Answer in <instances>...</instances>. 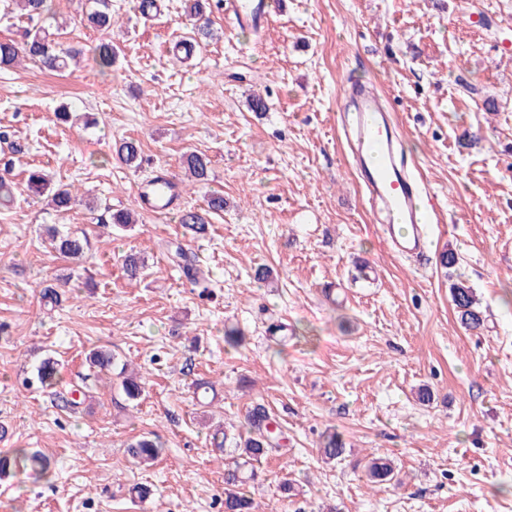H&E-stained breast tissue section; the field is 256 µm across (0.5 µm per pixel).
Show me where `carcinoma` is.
Listing matches in <instances>:
<instances>
[{
	"label": "carcinoma",
	"instance_id": "cac0c4a2",
	"mask_svg": "<svg viewBox=\"0 0 512 512\" xmlns=\"http://www.w3.org/2000/svg\"><path fill=\"white\" fill-rule=\"evenodd\" d=\"M88 10L86 19L93 27L105 32H112L114 19L112 17V0H86ZM207 0H186L185 14L190 19L204 21L198 28L197 35H210L209 22L206 17ZM19 11L31 27L24 31L23 40H0V68L12 67L23 59L38 63L42 68L52 72H64L70 68L71 61L81 54V50L61 47L53 33L49 32L42 22L52 14V0H4L3 9ZM99 69L103 72L112 69L115 62V51L112 41L103 39L90 50ZM116 155L127 166L138 168L143 162L141 147L138 141L127 139L116 147ZM187 177L194 183H206L210 174V160L203 154L191 153L186 157L185 167ZM27 190L41 194L50 192L51 201L56 212L61 215L72 210L78 202V196L66 186H51L47 175L41 171H33L27 180ZM22 193L18 192L12 180L8 167L0 170V201L10 204L18 200ZM206 209H183L180 211L179 223L187 229L202 233L206 229L209 213L224 211V195L211 193L206 199ZM101 223L110 224L120 230H126L135 223V218L129 211H116L102 215ZM48 237L54 243L55 250L66 258L77 260L85 256L88 242L85 239L64 234L56 227L47 229ZM124 274L130 280L140 278L145 272V262L135 254H128L122 259ZM451 299L457 318L468 331L484 328L485 317L479 308L474 289L463 280H457L450 285ZM88 367L92 371L117 370L119 386L129 400L140 397L143 387L141 378L133 373H126L125 368L119 367L118 357L109 349H96L86 357ZM56 362L47 358L37 367L33 380L41 388H51L56 380ZM280 431L273 426L271 418L261 407L252 409L248 416V429L236 436L229 434L224 428H219L212 435L214 450L222 453L231 450V461L224 467V512H255L254 499L247 494L245 486L257 478L254 462L268 455L273 450L280 449ZM319 448L321 454L334 460L343 452L341 436L334 431H325L320 435ZM129 455L139 463H148L162 455V444L146 436L132 442L128 446ZM53 462L50 457L38 452H29L24 448L14 449L10 456H0V475H5L12 469L31 470L47 475L51 473ZM367 481L383 485L396 480L393 464L379 457L370 458L365 464Z\"/></svg>",
	"mask_w": 512,
	"mask_h": 512
}]
</instances>
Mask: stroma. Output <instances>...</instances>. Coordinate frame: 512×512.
<instances>
[{"mask_svg": "<svg viewBox=\"0 0 512 512\" xmlns=\"http://www.w3.org/2000/svg\"><path fill=\"white\" fill-rule=\"evenodd\" d=\"M53 5L61 43L101 39L81 0ZM112 12L111 72L85 53L61 73L29 60L0 69V126L23 147L0 144L14 182L40 166L137 219L114 232L82 205L59 215L46 194L0 210V454L54 461L48 477L6 475L0 512H224V458L207 433L258 405L286 441L249 487L258 512H512V0H274L259 31L231 27L217 6L212 40L182 62L184 0L148 20L134 0ZM354 78L388 105L441 212L425 259L388 249L346 162L337 106ZM255 94L267 112L251 111ZM63 105L72 121L56 118ZM127 137L142 167L117 159ZM192 152L211 161L207 183L185 178ZM158 175L180 184L166 214L136 197ZM214 191L223 213L191 236L180 209ZM50 225L87 239L82 261L50 248ZM177 244L203 285L171 263ZM446 249L481 301L482 332L457 320ZM132 250L147 265L137 282L121 268ZM260 268L268 281H255ZM228 325L244 347L225 344ZM100 347L139 372L140 399L89 371ZM48 357L53 391L25 386ZM329 426L345 446L330 462L317 449ZM142 436L164 447L149 467L126 452ZM372 456L392 460L403 486L370 488Z\"/></svg>", "mask_w": 512, "mask_h": 512, "instance_id": "1", "label": "stroma"}]
</instances>
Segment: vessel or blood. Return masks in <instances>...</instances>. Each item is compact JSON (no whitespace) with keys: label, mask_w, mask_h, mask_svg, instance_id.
Wrapping results in <instances>:
<instances>
[{"label":"vessel or blood","mask_w":512,"mask_h":512,"mask_svg":"<svg viewBox=\"0 0 512 512\" xmlns=\"http://www.w3.org/2000/svg\"><path fill=\"white\" fill-rule=\"evenodd\" d=\"M269 7L268 0H225L224 15L234 26L258 29ZM340 112L365 199L384 214L387 242L401 255H424L437 212L398 150L388 109L372 87L353 83L343 91Z\"/></svg>","instance_id":"1"}]
</instances>
